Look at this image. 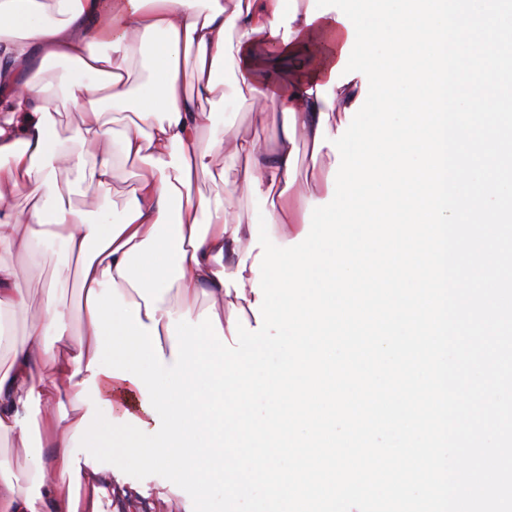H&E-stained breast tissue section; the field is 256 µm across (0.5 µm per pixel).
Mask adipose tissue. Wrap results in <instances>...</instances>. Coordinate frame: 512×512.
Wrapping results in <instances>:
<instances>
[{
    "instance_id": "adipose-tissue-1",
    "label": "adipose tissue",
    "mask_w": 512,
    "mask_h": 512,
    "mask_svg": "<svg viewBox=\"0 0 512 512\" xmlns=\"http://www.w3.org/2000/svg\"><path fill=\"white\" fill-rule=\"evenodd\" d=\"M347 38L337 12L308 19L304 0H0V246L30 256L37 243L52 241L65 257L53 284L37 293L20 268L0 261V348L11 355L0 371V435L23 448L35 438L40 448L25 468L0 466V512H155L137 485L89 463L80 469L78 507H69L68 456L88 411L78 399L88 380H95L113 416L129 412L147 423L152 416L134 383L91 374L97 336L90 310L81 306L80 330L70 333L59 287L77 279L84 298L112 279L125 302L139 301L117 266L149 237L162 176H178L176 169L154 166L169 160L178 136L191 182L221 176L224 194L194 191L183 201L184 276L158 301L154 317L141 322L156 326L169 365L175 356L167 314L202 302L225 324L232 308L254 304L255 274L241 266L252 224L229 217L224 202L248 191L269 200L279 243L302 232L310 192L297 186L298 147L315 145L321 115H328L329 131H337L361 94L358 78L334 88L333 100L317 93ZM306 50L313 53L307 69L274 80L276 61ZM59 62L74 66L78 79L64 75L55 86L39 80V71ZM226 69L231 79H219ZM246 94L261 105L259 121L277 124L274 142L215 128L216 108H231ZM60 96L81 115L76 151L53 136ZM110 110L132 114V124L114 132L105 117ZM221 155L245 158L243 174L216 172ZM127 160L143 167L117 223L106 207L92 214L76 207L70 186L60 180L71 171L107 189L118 163ZM20 194L30 201L21 211L13 204ZM222 271L241 273L243 297L228 295ZM34 307L43 313L41 322L16 340L14 314Z\"/></svg>"
}]
</instances>
